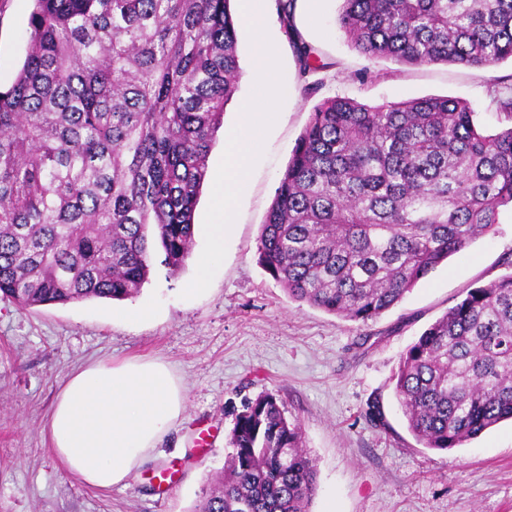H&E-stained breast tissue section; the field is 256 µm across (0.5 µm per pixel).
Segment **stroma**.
I'll return each instance as SVG.
<instances>
[{
  "mask_svg": "<svg viewBox=\"0 0 512 512\" xmlns=\"http://www.w3.org/2000/svg\"><path fill=\"white\" fill-rule=\"evenodd\" d=\"M266 34L281 76L294 86L270 116L268 138L242 189L211 284L189 293L207 254L208 224L220 218L211 184L195 211L190 256L170 270L155 253L149 280L131 299L90 298L20 308L0 299V512H191L221 474L227 441L244 399L276 395L299 420L315 460L318 492L310 512H512V422L465 446L422 447L407 429L392 376L419 335L474 288L512 272V209L494 233L478 237L368 324L345 321L289 298L258 262L256 243L278 178L314 105L328 97L370 104L429 95L476 104L498 124L487 90L512 78V63L476 68L403 66L370 60L339 28L340 0H311L303 39L333 67L300 74L276 0H267ZM33 0H0V86L9 87L25 53ZM242 74L224 112L237 127L252 102V34L239 28ZM155 358L185 390V409L126 485L95 490L68 474L50 450L48 416L67 373L91 361ZM379 401L383 425L365 417ZM169 470L162 493L154 477Z\"/></svg>",
  "mask_w": 512,
  "mask_h": 512,
  "instance_id": "stroma-1",
  "label": "stroma"
}]
</instances>
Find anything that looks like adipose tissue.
<instances>
[{
    "label": "adipose tissue",
    "instance_id": "obj_1",
    "mask_svg": "<svg viewBox=\"0 0 512 512\" xmlns=\"http://www.w3.org/2000/svg\"><path fill=\"white\" fill-rule=\"evenodd\" d=\"M264 11L265 0H243L241 20L256 31L254 69L260 102L245 108L242 127L225 137L224 174L215 183L224 221L210 227V246L215 251L224 248L240 191L263 144V115L289 93L287 82L279 79L268 58L260 30ZM182 410L181 386L164 363L98 361L67 374L46 431L63 468L86 486L105 490L124 484L149 461Z\"/></svg>",
    "mask_w": 512,
    "mask_h": 512
}]
</instances>
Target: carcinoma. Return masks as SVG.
I'll return each instance as SVG.
<instances>
[{"instance_id": "cac0c4a2", "label": "carcinoma", "mask_w": 512, "mask_h": 512, "mask_svg": "<svg viewBox=\"0 0 512 512\" xmlns=\"http://www.w3.org/2000/svg\"><path fill=\"white\" fill-rule=\"evenodd\" d=\"M277 12L299 70L325 69ZM370 60L490 67L512 59V0H342ZM230 0H35L27 52L0 91V295L28 308L124 300L152 246L174 269L224 108L238 90ZM501 125L427 96L316 104L279 178L259 264L295 301L367 323L512 206V96ZM417 442L450 450L512 419V273L470 290L392 376ZM224 474L193 512H309L317 468L298 420L265 393L243 405Z\"/></svg>"}]
</instances>
